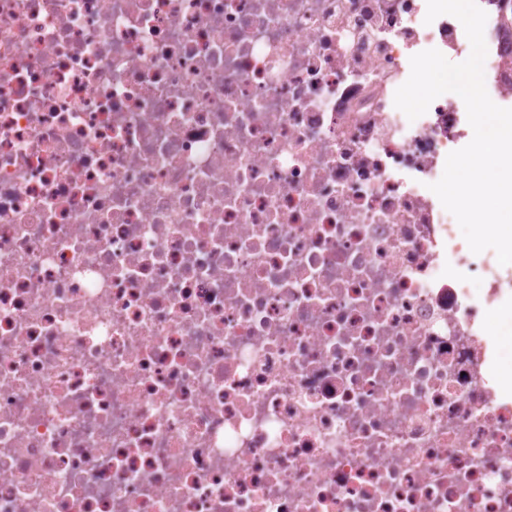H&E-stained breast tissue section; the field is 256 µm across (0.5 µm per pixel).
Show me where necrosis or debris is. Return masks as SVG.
I'll return each mask as SVG.
<instances>
[{
  "mask_svg": "<svg viewBox=\"0 0 512 512\" xmlns=\"http://www.w3.org/2000/svg\"><path fill=\"white\" fill-rule=\"evenodd\" d=\"M485 86L512 108V0ZM426 0H0V512H512V278L430 190Z\"/></svg>",
  "mask_w": 512,
  "mask_h": 512,
  "instance_id": "necrosis-or-debris-1",
  "label": "necrosis or debris"
}]
</instances>
